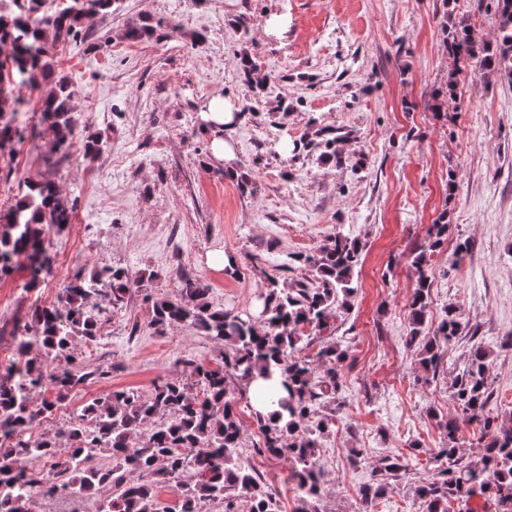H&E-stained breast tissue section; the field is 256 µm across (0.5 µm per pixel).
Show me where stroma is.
<instances>
[{
	"label": "stroma",
	"instance_id": "stroma-1",
	"mask_svg": "<svg viewBox=\"0 0 512 512\" xmlns=\"http://www.w3.org/2000/svg\"><path fill=\"white\" fill-rule=\"evenodd\" d=\"M466 17L478 41L499 36L494 0H116L105 23L80 41L53 44L55 73L76 91L80 130L107 143L100 160L71 150L45 163L51 137L40 120L43 87L20 91L30 133L0 149V209L28 180L46 178L74 201L71 224L46 227L54 258L38 287L24 271L0 279V365L16 356L14 332L34 305L55 302L75 274L95 266L154 273L149 292L134 291L101 315L103 336L79 343L84 366L107 376L74 389L33 437L64 428L92 398L115 390L149 392L160 380L187 377L190 362L217 364L219 345L183 325L167 335L148 326L152 300L180 295L183 279L209 287L216 307L253 316L269 276L293 284L308 271L288 256L315 252L342 233L364 244L358 291L336 315L334 337L347 345L336 423L321 440V512H356L360 490L386 456L412 459L374 512H421L414 493L444 444L436 419L452 417L448 388L466 362L471 339L491 349L488 380L499 421L512 426V76L466 65L447 111L428 109L453 66L447 15ZM150 16L157 33L138 42L125 29ZM282 17L283 29L263 24ZM262 57L275 93L255 96L240 73L244 50ZM221 95L253 113L228 136L235 173L210 158L200 112ZM342 132L343 162L301 151L282 164L279 142L318 129ZM447 238L432 251L430 309H462V334L444 349L436 379L420 382L406 343L408 301L417 277L409 255L427 246L432 224ZM467 253H458L459 244ZM223 251L233 271L210 267ZM242 460L293 512L287 459L260 456L262 436L240 407ZM422 448L411 456L412 445ZM363 452L352 465L350 449Z\"/></svg>",
	"mask_w": 512,
	"mask_h": 512
}]
</instances>
